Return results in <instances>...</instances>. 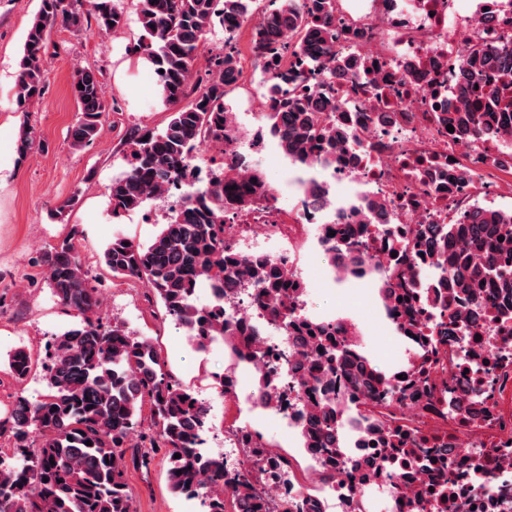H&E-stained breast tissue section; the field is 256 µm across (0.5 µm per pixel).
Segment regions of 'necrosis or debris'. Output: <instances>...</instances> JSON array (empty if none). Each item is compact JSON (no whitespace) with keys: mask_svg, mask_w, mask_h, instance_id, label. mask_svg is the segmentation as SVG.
I'll return each instance as SVG.
<instances>
[{"mask_svg":"<svg viewBox=\"0 0 512 512\" xmlns=\"http://www.w3.org/2000/svg\"><path fill=\"white\" fill-rule=\"evenodd\" d=\"M455 2L336 0L335 51L354 62L313 83L336 98L319 126L345 138L305 162L293 206L225 217V252L290 285L272 310L224 276V458L249 468L263 448L287 472L254 484L270 512H512V288L450 285L472 216L512 204V113L464 139L447 129L461 60L512 49V0ZM224 121L238 180L240 159L268 155L265 115ZM316 286L364 290L395 360L357 315L317 309Z\"/></svg>","mask_w":512,"mask_h":512,"instance_id":"4bbe7bcc","label":"necrosis or debris"}]
</instances>
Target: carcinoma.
<instances>
[{
  "mask_svg": "<svg viewBox=\"0 0 512 512\" xmlns=\"http://www.w3.org/2000/svg\"><path fill=\"white\" fill-rule=\"evenodd\" d=\"M263 20L252 32L255 67L268 104L266 120L285 154L311 155L336 146V132L318 126V108L308 92L289 83L288 73L320 68L316 51L334 46L336 0H270ZM256 0H136L140 34L137 49L151 65L166 124L146 134H129L127 167L112 178V216L168 196L185 185L181 204L169 209L166 222L147 244L122 235L112 238L104 263L115 278L144 282L164 309V316L185 330L192 346L204 351L224 340V311L200 304L192 296L203 284L224 299V272L236 259L224 253V210L248 208L272 188L257 168L242 181H224V167L198 179L201 139L215 147L236 140L224 126L231 110L229 94L242 76L233 41L242 23L253 14ZM91 7L98 31L106 34L127 21L119 0H40L30 22L19 60L16 82L18 110L29 112L44 94L43 56L51 31L58 25L74 32L84 29ZM224 30V53L211 57V77L196 78L195 62L207 35ZM493 56L474 49L462 63L469 76L463 109L454 118L466 136L495 109L507 110L508 99L487 104L483 86ZM72 91L78 117L70 129L75 146L98 135L106 114L102 73L80 70ZM36 132L23 122L18 150L33 145ZM236 189H230V186ZM508 227L496 213H486L471 230V239L486 248L482 267L461 259L455 288H512V255L499 250ZM41 262L51 295L80 317L77 325L55 340L51 365L33 358L24 348L8 354L12 375L27 379L46 371L47 392L31 401L20 395L10 419L0 423L21 442L13 454L0 453V512H131L126 482L125 445L148 411L153 429L141 433L142 443L168 449L169 490L195 499L200 512H226V499L242 512H268L266 500L251 492V481L236 473L224 484V453L207 449L212 429L210 406L165 371L166 362L154 341L123 324L101 317L102 300L91 286V269L81 260L76 236H67L46 252ZM266 284L264 305L278 301L288 288L275 268L259 272ZM91 445H86V442Z\"/></svg>",
  "mask_w": 512,
  "mask_h": 512,
  "instance_id": "carcinoma-1",
  "label": "carcinoma"
}]
</instances>
